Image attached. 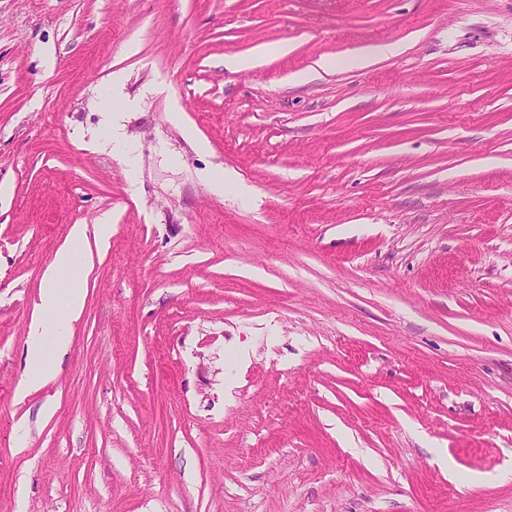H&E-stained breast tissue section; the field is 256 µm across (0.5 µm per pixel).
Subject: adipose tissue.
I'll return each mask as SVG.
<instances>
[{"label":"adipose tissue","instance_id":"obj_1","mask_svg":"<svg viewBox=\"0 0 512 512\" xmlns=\"http://www.w3.org/2000/svg\"><path fill=\"white\" fill-rule=\"evenodd\" d=\"M97 240H107L112 234L108 224L95 225L87 229L86 225H75L71 232V244L59 250L47 267L40 290V302L33 315L27 338L28 362L40 366V373L25 381L21 391L29 393L32 389L44 386L54 379L52 367L44 363L47 349L64 351L69 344L70 325L76 321L82 311L84 291L79 287L61 288L59 275L72 269L76 263V248L86 242L88 235Z\"/></svg>","mask_w":512,"mask_h":512}]
</instances>
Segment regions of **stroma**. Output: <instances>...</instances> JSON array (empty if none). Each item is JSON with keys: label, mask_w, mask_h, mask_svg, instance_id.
<instances>
[{"label": "stroma", "mask_w": 512, "mask_h": 512, "mask_svg": "<svg viewBox=\"0 0 512 512\" xmlns=\"http://www.w3.org/2000/svg\"><path fill=\"white\" fill-rule=\"evenodd\" d=\"M0 512H512V0H0ZM88 227L77 224L71 232V244L59 250L47 267L40 290V302L33 315L27 338L28 363L42 365L40 373L26 380L21 387L22 395L32 389L44 386L55 378L52 367L43 365L47 346L50 343L55 352H63L69 344L70 325L81 314L84 303V289L77 285L60 288L59 275L71 270L76 263V248L87 240ZM64 308V315H57Z\"/></svg>", "instance_id": "1"}]
</instances>
